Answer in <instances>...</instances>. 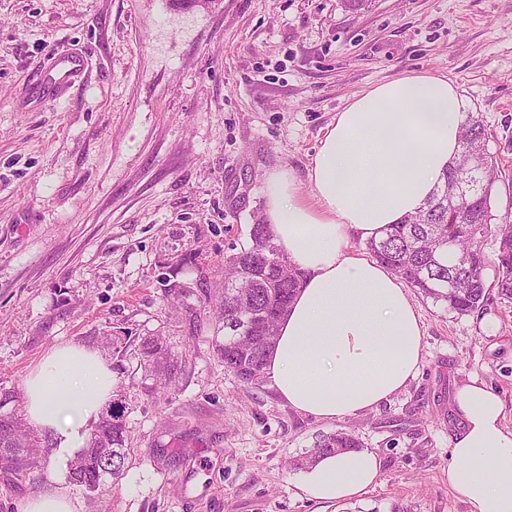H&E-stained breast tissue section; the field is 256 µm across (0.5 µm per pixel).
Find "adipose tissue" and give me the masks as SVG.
<instances>
[{"label": "adipose tissue", "instance_id": "adipose-tissue-1", "mask_svg": "<svg viewBox=\"0 0 512 512\" xmlns=\"http://www.w3.org/2000/svg\"><path fill=\"white\" fill-rule=\"evenodd\" d=\"M463 108L446 76H401L354 95L337 112L307 170L308 192L288 169L269 173L266 219L305 283L278 325L265 372L296 411L345 418L416 376L422 333L411 297L388 269L354 255L348 239L379 237L425 208L459 154ZM112 385L98 351L55 345L24 382L26 418L66 454L84 446ZM454 412L451 488L471 512H512V431L500 398L474 380L457 390ZM380 469L368 450L325 455L297 490L324 506L342 503L374 485Z\"/></svg>", "mask_w": 512, "mask_h": 512}]
</instances>
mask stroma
I'll return each instance as SVG.
<instances>
[{"instance_id": "35a3bbf8", "label": "stroma", "mask_w": 512, "mask_h": 512, "mask_svg": "<svg viewBox=\"0 0 512 512\" xmlns=\"http://www.w3.org/2000/svg\"><path fill=\"white\" fill-rule=\"evenodd\" d=\"M66 48L88 61L66 92L26 94ZM409 71L448 75L502 170L493 212L512 213V0H0V400L23 415L27 373L52 346L97 350L130 454L119 484L67 480L40 452L0 471V512L64 490L77 512H470L448 483L457 389L478 380L512 430V302L460 316L413 296L423 358L376 408L327 422L270 380L239 381L219 352L224 257L264 221L267 176L307 169L354 94ZM178 358L163 393L138 346ZM356 431L376 483L321 510L290 462L316 437Z\"/></svg>"}]
</instances>
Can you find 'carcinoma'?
Wrapping results in <instances>:
<instances>
[{
    "mask_svg": "<svg viewBox=\"0 0 512 512\" xmlns=\"http://www.w3.org/2000/svg\"><path fill=\"white\" fill-rule=\"evenodd\" d=\"M499 163L488 149V134L479 115L469 112L462 124L461 151L449 168L444 183L428 200L426 208L402 224H392L367 250L394 275L418 293L466 315L481 309L487 300L483 270L488 259L482 243L494 238L497 295L512 300V217L494 222L491 193ZM467 173L478 189L458 210L446 193L454 180ZM303 275L275 245L266 224H253L247 241L232 245L224 259V291L216 324L224 330L220 354L224 369L240 381H263L267 356L276 327L301 287ZM172 352L159 336H149L140 348V364L150 371L156 386L166 388L174 365ZM126 428L120 415H101L85 447L71 460L67 479L89 491L107 486V476L94 485L88 479L102 466L104 452H112V482L123 475L127 458ZM45 439L20 420L0 414V469L27 474ZM360 442L351 431L320 436L312 449L292 461L304 468L322 455L355 450Z\"/></svg>",
    "mask_w": 512,
    "mask_h": 512,
    "instance_id": "cac0c4a2",
    "label": "carcinoma"
}]
</instances>
